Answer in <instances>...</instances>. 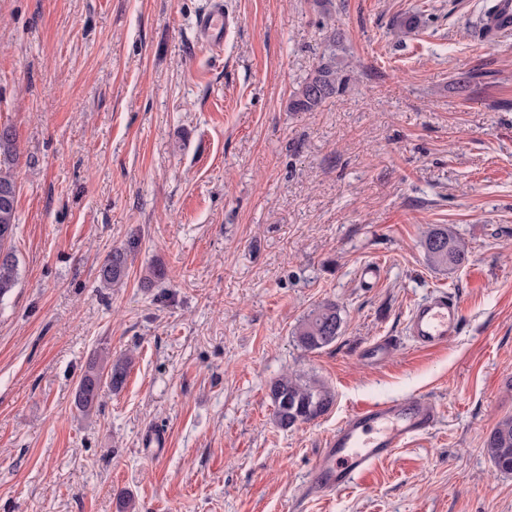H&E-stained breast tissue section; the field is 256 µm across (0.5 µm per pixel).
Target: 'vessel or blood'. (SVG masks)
<instances>
[{
  "label": "vessel or blood",
  "instance_id": "1",
  "mask_svg": "<svg viewBox=\"0 0 512 512\" xmlns=\"http://www.w3.org/2000/svg\"><path fill=\"white\" fill-rule=\"evenodd\" d=\"M195 27L201 43L221 51L231 34L223 0H207ZM462 319L457 300L434 293L413 307L408 333L419 349L442 348L459 332ZM437 418L436 406L418 396L356 409L317 454L306 481L309 490L326 496L365 480L396 449L428 433Z\"/></svg>",
  "mask_w": 512,
  "mask_h": 512
}]
</instances>
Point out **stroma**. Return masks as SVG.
I'll return each mask as SVG.
<instances>
[{
    "mask_svg": "<svg viewBox=\"0 0 512 512\" xmlns=\"http://www.w3.org/2000/svg\"><path fill=\"white\" fill-rule=\"evenodd\" d=\"M494 2L224 0L216 56L205 0H0L20 269L0 302V512H121L119 489L134 512H512L483 451L512 415V32L484 38ZM333 30L348 88L289 111ZM437 224L463 267L427 262ZM115 248L128 269L106 287ZM435 291L462 326L421 350L407 320ZM327 301L341 334L306 351L296 330ZM383 338L387 360L362 361ZM102 345L133 362L86 417L74 391ZM293 371L335 401L284 430L268 385ZM413 396L439 407L433 430L367 483L306 494L354 409ZM195 27L201 43L212 51L220 52L232 29L229 15L224 11V2L208 0L206 7L196 18ZM434 239H443L444 248L434 249ZM423 247L428 262L434 267H448L449 270L461 267L468 260V250L447 225H434L425 236Z\"/></svg>",
    "mask_w": 512,
    "mask_h": 512,
    "instance_id": "1",
    "label": "stroma"
}]
</instances>
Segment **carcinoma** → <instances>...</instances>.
<instances>
[{
	"label": "carcinoma",
	"instance_id": "1",
	"mask_svg": "<svg viewBox=\"0 0 512 512\" xmlns=\"http://www.w3.org/2000/svg\"><path fill=\"white\" fill-rule=\"evenodd\" d=\"M340 39L329 36L324 52L309 76L293 94L288 109L292 112H316L329 99L344 92L351 75L348 65L336 54ZM18 155L16 132L4 126L0 134V302L11 293L19 280V261L5 243L14 240L18 229L16 217L17 185L13 168ZM435 239L445 242L437 250L431 246ZM423 247L428 262L434 267L453 270L468 260V250L446 225L432 227L425 236ZM127 253L119 248L109 253L100 269L101 281L109 286L126 274ZM343 324L341 308L334 302L314 308L302 321L296 332L298 344L308 350H321L336 341ZM131 360H112L106 347L93 352L87 369L82 374L74 396L75 408L89 415L99 407L103 386L114 391L126 381ZM268 397L274 407L275 423L290 429L326 414L334 404L335 395L324 383L303 375H284L270 382ZM485 453L495 469L512 474V416L498 421L485 441Z\"/></svg>",
	"mask_w": 512,
	"mask_h": 512
}]
</instances>
